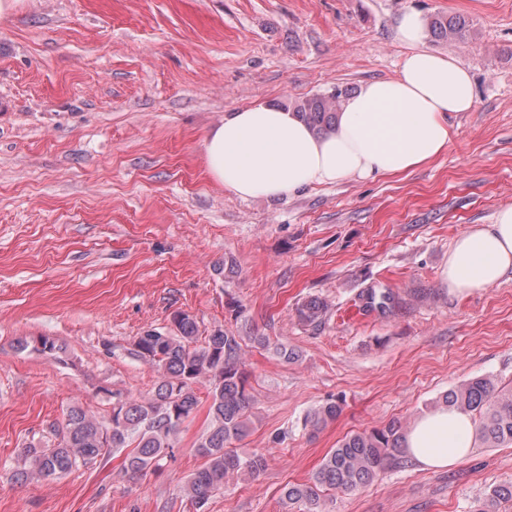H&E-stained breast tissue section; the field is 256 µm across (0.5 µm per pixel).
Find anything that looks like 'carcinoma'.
<instances>
[{"instance_id":"cac0c4a2","label":"carcinoma","mask_w":512,"mask_h":512,"mask_svg":"<svg viewBox=\"0 0 512 512\" xmlns=\"http://www.w3.org/2000/svg\"><path fill=\"white\" fill-rule=\"evenodd\" d=\"M434 36L460 43L468 41L469 24L461 17L435 16L430 22ZM348 89L335 87L329 92L295 102L298 116L316 133L332 130L340 104ZM366 307L381 313L390 309L392 297L368 289L362 293ZM326 306L310 299L297 308L298 319L310 326L322 323ZM174 329L150 330L137 338L134 355L158 374L152 395L147 399L127 397L112 403V415L104 421L79 407L68 409L64 423L51 428V439L23 449V474L47 479L87 466L110 453H122L123 468L132 474L160 469V462L173 451L174 438L193 419L199 397L192 385H209V422L195 448L203 464L190 476L186 492L196 512H204L210 497L224 484L242 475L255 477L266 466L265 457L255 453L239 455L229 444L250 431L249 410L253 397L246 389L242 370L243 346L274 347L285 361L298 354L282 343L273 344L267 336H238L222 327L199 337V325L192 315L173 316ZM442 404L478 422V434L486 448L512 446V381L491 376L470 378L442 396ZM341 406L327 399L304 417L303 427L315 435L334 421ZM404 427L390 422L382 428L358 432L341 439L323 458L305 483L290 484L283 492V504L303 512H324L326 491L349 494L373 481L383 470L399 463L404 447ZM512 501V483L495 485L477 502L474 512H499L503 502Z\"/></svg>"}]
</instances>
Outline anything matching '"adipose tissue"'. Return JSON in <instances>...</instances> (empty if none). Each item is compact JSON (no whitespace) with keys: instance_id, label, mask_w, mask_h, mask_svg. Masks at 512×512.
<instances>
[{"instance_id":"obj_1","label":"adipose tissue","mask_w":512,"mask_h":512,"mask_svg":"<svg viewBox=\"0 0 512 512\" xmlns=\"http://www.w3.org/2000/svg\"><path fill=\"white\" fill-rule=\"evenodd\" d=\"M400 39L411 51L391 79L364 83L344 99L336 127L313 133L294 112L256 105L230 114L204 140L208 174L240 198H275L313 186L410 172L439 158L451 140L450 117L474 106V86L457 58L425 48L426 20L402 15ZM512 272V206L492 223L455 239L442 278L471 293ZM469 416L440 407L417 418L406 453L426 468L463 461L473 444Z\"/></svg>"}]
</instances>
